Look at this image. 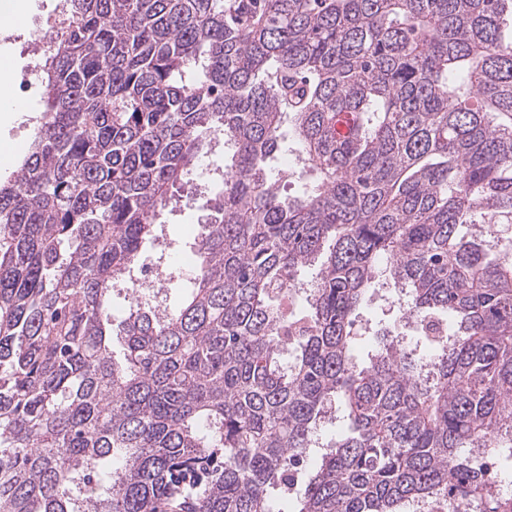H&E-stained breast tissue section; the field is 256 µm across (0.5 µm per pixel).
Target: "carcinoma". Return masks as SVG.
<instances>
[{
  "instance_id": "carcinoma-1",
  "label": "carcinoma",
  "mask_w": 512,
  "mask_h": 512,
  "mask_svg": "<svg viewBox=\"0 0 512 512\" xmlns=\"http://www.w3.org/2000/svg\"><path fill=\"white\" fill-rule=\"evenodd\" d=\"M71 2L0 180V512H512V236L461 234L512 224V0ZM219 140L188 296L114 324ZM383 277L438 335L360 366Z\"/></svg>"
}]
</instances>
